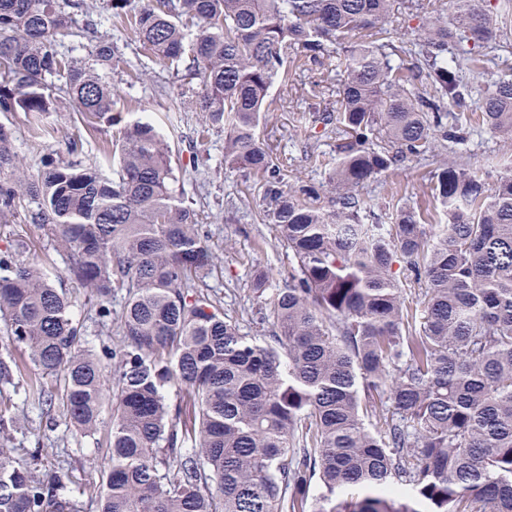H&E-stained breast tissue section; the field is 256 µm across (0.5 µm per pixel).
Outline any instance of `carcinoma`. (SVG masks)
<instances>
[{
  "instance_id": "1",
  "label": "carcinoma",
  "mask_w": 512,
  "mask_h": 512,
  "mask_svg": "<svg viewBox=\"0 0 512 512\" xmlns=\"http://www.w3.org/2000/svg\"><path fill=\"white\" fill-rule=\"evenodd\" d=\"M393 2L109 0L115 29L200 81L195 143L224 130V170L263 189L261 221L291 269L273 288L253 273L266 329L250 335L211 297L215 255L164 136L115 111L101 75L123 62L114 45L99 39L84 67L57 50L75 29L96 36L84 0H0V112L41 127L58 107L53 78L81 124L120 145L89 164L50 154L29 175L0 124V226L45 230L99 321L123 294L118 338L97 347L22 237L0 249V389L23 388L48 430L86 438L104 424L112 374L97 512H512V174L491 185L440 165L433 238L405 205L392 224L368 223L359 194L438 140L464 143L476 113L512 139V78L476 90L460 75L500 47L512 3L451 0L452 23L417 3L414 41L388 54ZM291 54L345 73L336 110L310 115L336 132L318 186L289 184L259 133ZM395 262L426 281L421 309ZM24 428L0 415V512H82L69 468L41 472L27 462L40 442L13 446Z\"/></svg>"
}]
</instances>
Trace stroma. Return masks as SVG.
<instances>
[{"mask_svg":"<svg viewBox=\"0 0 512 512\" xmlns=\"http://www.w3.org/2000/svg\"><path fill=\"white\" fill-rule=\"evenodd\" d=\"M124 57L138 61V76H130L127 68L119 66L106 72L105 80L117 90L128 104L131 117H148L155 121L168 138L173 159L181 165V176L187 185L197 186V200L203 210V229L220 266L222 277H210L208 283L228 316L237 318L243 331L256 333L260 319L248 299L247 286L253 269L270 271L272 281L287 273L290 259L278 234L271 225L262 223L259 216L262 190L259 185L245 184L239 174L227 173L224 163V134L213 132L205 150L209 156L206 166L194 167L189 143L198 118L194 112H178L184 89L182 79L154 59L140 56L139 44L132 33H125L118 43ZM288 75L276 80L269 95L272 110L262 121V139L288 167L290 182H325L327 172L321 158L336 154V138L324 135L303 117L309 107H325L334 103L336 88L344 73L335 62H327L322 74L306 70L298 60L287 63ZM59 111L46 115L43 123L52 128L49 136H36L23 113L1 114L0 122L13 132L14 147L29 169H38L49 154L65 153L69 137L80 136L78 157L92 162L99 148L112 137L103 130L78 133L73 119L77 106L71 99L59 100ZM458 162L483 174L487 183L499 175L512 172V144L485 128H474L463 146L448 144L445 148L420 159L408 160L389 171L387 176L365 185L361 195L371 209V219L379 224L391 221L396 204L402 203L420 212L425 219L428 235H436L441 224L440 211L428 194L430 173L443 162ZM26 238L31 255L44 260L56 288L72 296L74 317L83 323L86 333L95 344L111 343L116 337V323L106 325L96 321L85 303L82 289L64 274L65 257L56 251L53 241L34 224L19 228ZM0 415H23L27 425L16 439L24 447L41 445L43 452L35 461L38 470L45 471L64 464L73 471L77 482L100 484L102 469L107 463L110 432L101 427L95 436L76 439L66 427L47 432L45 420L37 406L26 403L22 394L0 392Z\"/></svg>","mask_w":512,"mask_h":512,"instance_id":"1","label":"stroma"}]
</instances>
